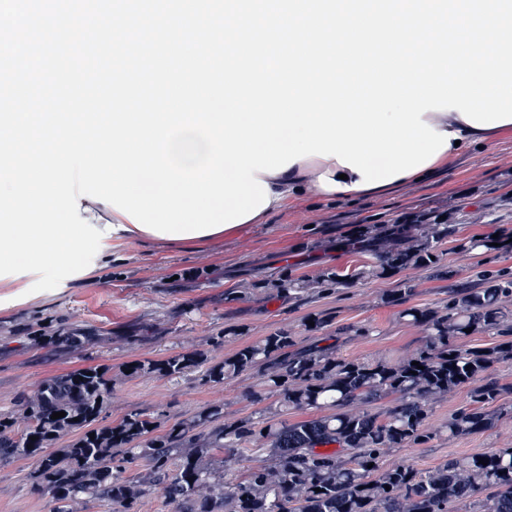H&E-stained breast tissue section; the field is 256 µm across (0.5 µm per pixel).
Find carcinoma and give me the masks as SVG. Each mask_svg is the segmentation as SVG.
<instances>
[{"label":"carcinoma","instance_id":"cac0c4a2","mask_svg":"<svg viewBox=\"0 0 512 512\" xmlns=\"http://www.w3.org/2000/svg\"><path fill=\"white\" fill-rule=\"evenodd\" d=\"M448 243L462 255L488 257L512 248V232L460 238L446 210L358 224L336 242L340 250L367 258L352 272L324 265L312 277L285 273L233 292L247 296L272 288L297 301L406 270L452 278L455 271L443 265ZM412 295L405 284L384 297L401 307L399 318L424 333L416 350L394 361L344 357L318 345L299 348L291 332L275 331L236 346L218 363L198 349H183L129 364L134 375L177 379L195 372L204 384L260 374L270 406L232 421L224 420V406L214 404L165 430L139 410L103 424L99 419L112 394L109 368L59 374L23 403V425L0 414V465L33 461L31 490L49 498L50 512H76L90 499L138 512L155 492L174 512H455L460 503L469 512H512V448L452 458L427 471L402 459L386 463L397 449L436 437L427 421L451 393L466 391L467 404L442 425L450 438L512 415V383L488 375L493 365L512 361V273L458 284L439 307L410 305ZM487 331L500 340L461 345ZM386 398L391 406L372 411ZM290 411L311 417L290 423L284 419ZM55 412L66 416L53 419ZM68 434L76 435L71 444L53 448ZM252 446L267 452L268 461L248 464L244 451ZM135 462L141 471L124 476ZM236 469L241 474L226 478Z\"/></svg>","mask_w":512,"mask_h":512}]
</instances>
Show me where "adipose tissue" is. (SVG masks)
Returning a JSON list of instances; mask_svg holds the SVG:
<instances>
[{"label":"adipose tissue","instance_id":"obj_1","mask_svg":"<svg viewBox=\"0 0 512 512\" xmlns=\"http://www.w3.org/2000/svg\"><path fill=\"white\" fill-rule=\"evenodd\" d=\"M423 121L434 127L436 131L451 132L457 134L458 144L449 146L442 154H439L436 164L428 165L419 171L411 174V181L417 182L429 177L436 170L437 164H443L455 158L464 151L472 148H487L492 146L503 134V127H494L491 129L477 128L469 125L461 118L458 111H428L422 116ZM346 175L347 190L329 191L322 188L320 184L321 177L337 179L338 175ZM258 180L265 182L270 190L268 206L269 212H277L282 209L287 202L302 196H313L320 198H335L338 200H355L364 197V190L355 186L359 176L356 172L346 171L336 158L323 159L316 156H310L295 162L288 169L277 174L258 173ZM81 215L88 218L91 224L96 228H104L106 222L116 224V233L107 237L108 242L115 241H154V234L140 229L129 228V220L121 213H113L111 219H104L102 203L95 202L89 198H82Z\"/></svg>","mask_w":512,"mask_h":512}]
</instances>
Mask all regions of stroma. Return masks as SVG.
I'll use <instances>...</instances> for the list:
<instances>
[{"mask_svg":"<svg viewBox=\"0 0 512 512\" xmlns=\"http://www.w3.org/2000/svg\"><path fill=\"white\" fill-rule=\"evenodd\" d=\"M443 209L460 223L461 235L512 227V132L489 149L473 148L419 182H411L353 203L302 197L269 215L263 223L208 244L169 245L123 241L113 244L95 280L68 278L0 309V414H15L38 385L54 375L89 365L110 368L114 389L105 416L116 421L133 410L158 416L163 425L187 420L220 404L232 420L266 407L258 375L223 384H202L196 373L171 380L131 376L135 360L161 359L184 348L204 351L210 362L232 350L225 327L240 328L246 339L273 331L292 333L298 346L335 347L356 358L395 359L423 341L420 328L399 319L381 297L409 281L412 304L447 302L451 280L410 270L373 280L341 293L303 301L284 297H229L230 289L282 273L312 276V244L347 233L357 224L388 222L406 213ZM332 316L336 326L367 324L371 336L311 332V314ZM83 331L88 340L67 346L65 336ZM512 448V419H501L463 438L445 435L418 448L394 452L421 471L462 455ZM34 464L22 460L0 467V512H49L46 497L34 494L28 479Z\"/></svg>","mask_w":512,"mask_h":512,"instance_id":"1","label":"stroma"}]
</instances>
